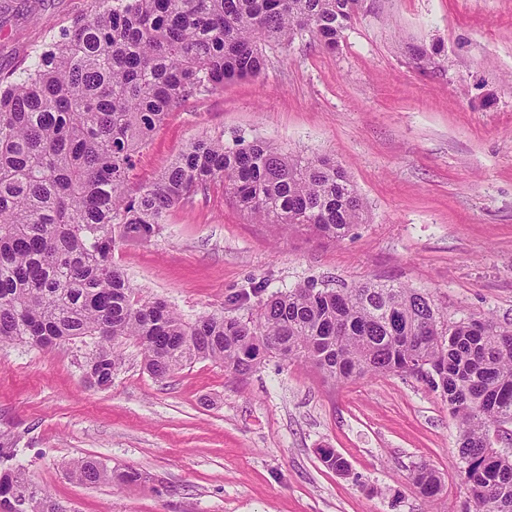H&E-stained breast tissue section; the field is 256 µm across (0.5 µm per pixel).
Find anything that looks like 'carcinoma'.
Segmentation results:
<instances>
[{"instance_id": "cac0c4a2", "label": "carcinoma", "mask_w": 512, "mask_h": 512, "mask_svg": "<svg viewBox=\"0 0 512 512\" xmlns=\"http://www.w3.org/2000/svg\"><path fill=\"white\" fill-rule=\"evenodd\" d=\"M363 0H94L51 33L36 62L0 75V343L49 348L100 336L94 384L107 387L128 340L164 380L197 359L238 376L262 360L312 364L334 382L387 374L425 381L459 423L465 512H512V456L491 434L512 426V330L488 318L448 322L431 295L367 281L280 292L256 318L206 315L186 323L160 299L132 296L112 263L116 234L147 239L167 211L223 186L259 224L303 228L332 241L367 211L347 172L256 140L235 148L202 137L135 196L126 192L140 151L169 113L224 83L256 77L263 45L309 33L337 50ZM0 448V497L18 512H49L52 496ZM78 480L134 485L142 474L95 458L70 465ZM411 479L434 495L426 466Z\"/></svg>"}]
</instances>
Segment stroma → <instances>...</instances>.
Returning <instances> with one entry per match:
<instances>
[{"mask_svg": "<svg viewBox=\"0 0 512 512\" xmlns=\"http://www.w3.org/2000/svg\"><path fill=\"white\" fill-rule=\"evenodd\" d=\"M91 0H18L0 17V71L34 62L49 32ZM437 48L417 67L408 48ZM255 77L170 112L137 158V194L194 140H265L334 158L367 220L333 242L273 233L221 188L171 208L146 240L117 239L112 259L136 297L164 300L188 323L254 317L297 285L368 280L430 293L448 320L512 327V0H364L336 52L311 35L264 45ZM93 338L53 349L0 344V446L63 512H464L459 429L423 381L396 374L332 382L266 358L241 377L198 359L165 381L143 350L106 388L83 365ZM344 457L329 469L319 451ZM93 457L141 484H83L68 465ZM425 465L441 487L409 479Z\"/></svg>", "mask_w": 512, "mask_h": 512, "instance_id": "stroma-1", "label": "stroma"}]
</instances>
